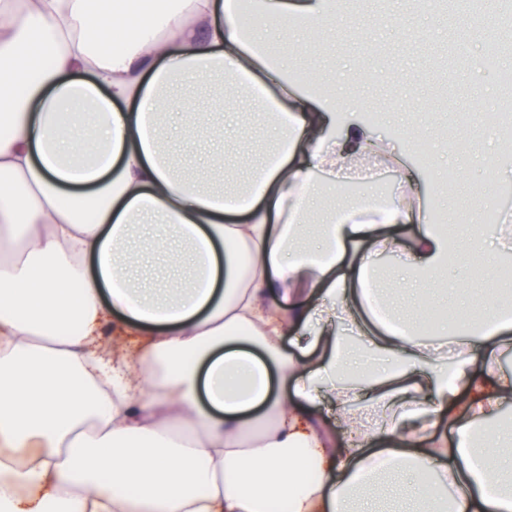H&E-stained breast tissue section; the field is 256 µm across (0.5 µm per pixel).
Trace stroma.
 Wrapping results in <instances>:
<instances>
[{
    "instance_id": "35a3bbf8",
    "label": "stroma",
    "mask_w": 512,
    "mask_h": 512,
    "mask_svg": "<svg viewBox=\"0 0 512 512\" xmlns=\"http://www.w3.org/2000/svg\"><path fill=\"white\" fill-rule=\"evenodd\" d=\"M462 0H438L428 14L408 11L398 0H345L335 19L310 34L297 27L281 29L273 49L281 53L288 68L310 66L320 79H331L337 92L355 90L365 101L364 110L347 115L350 123L366 120L377 136L397 139L408 152V163L420 175L419 204L427 209L446 206L451 214L448 228L474 223L475 214L467 201L481 196L488 203L512 195V157H494V131L484 116L493 112L505 95L500 82L482 85L472 75V63L481 58L483 40L471 24ZM469 48L459 55V44ZM372 54L376 74L368 83L351 86L350 79L362 67L365 54ZM196 112L215 108L216 89L199 91L184 87ZM224 97L223 132L220 136L187 143L179 130L168 133L173 156L184 165L202 171L211 154L224 155L226 167L238 176L247 170L240 157L257 160L261 140L271 130L259 112L239 108L232 89ZM474 115L462 153L442 154L427 134L430 130L456 132V116ZM457 175L455 190L447 197L437 195L436 177L445 170ZM441 278V290L430 294L431 311L447 310L449 318L465 320L487 298L485 282L477 274H462L449 264Z\"/></svg>"
}]
</instances>
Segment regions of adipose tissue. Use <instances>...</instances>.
Instances as JSON below:
<instances>
[{
	"label": "adipose tissue",
	"instance_id": "1",
	"mask_svg": "<svg viewBox=\"0 0 512 512\" xmlns=\"http://www.w3.org/2000/svg\"><path fill=\"white\" fill-rule=\"evenodd\" d=\"M339 8L0 0V512H382L403 477L409 512H512V311L490 298L477 327L434 340L407 323L375 251L415 223L402 287L448 265L408 203L415 171L399 164L383 203L346 195L392 144L335 133L351 100L292 84L260 48L258 30L313 31ZM258 71L280 91L276 147L242 188L185 176L167 125L190 139L200 120L179 83L248 90ZM149 252L189 277L145 278Z\"/></svg>",
	"mask_w": 512,
	"mask_h": 512
}]
</instances>
